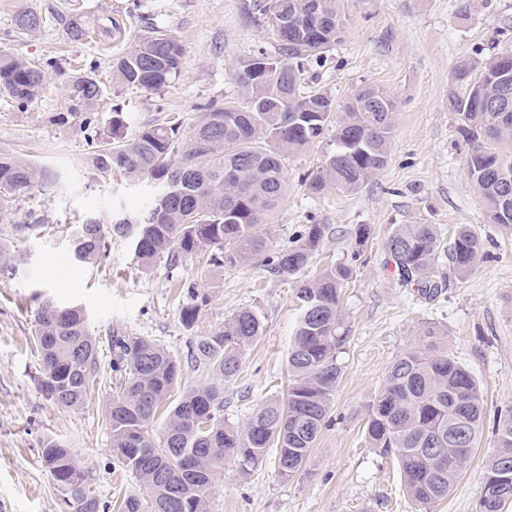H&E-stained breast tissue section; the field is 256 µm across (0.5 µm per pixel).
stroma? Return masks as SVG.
<instances>
[{"mask_svg":"<svg viewBox=\"0 0 512 512\" xmlns=\"http://www.w3.org/2000/svg\"><path fill=\"white\" fill-rule=\"evenodd\" d=\"M347 24L340 43L303 85L345 103L363 85L383 89L395 102L394 126L384 168L355 193L310 194L304 180L329 145L317 142L287 154L288 198L269 218V244L280 248L305 225L329 227L307 274L346 259L356 225L373 235L343 290L338 361L342 378L330 420L308 463L294 478L281 477L274 455L249 474L226 462L211 494V512H421L407 494L397 462L371 447L364 435L365 406L379 392L392 361L430 326L445 330V343L483 393L486 419L480 444L447 499L432 512H478L485 465L496 449L495 427L512 413V228L485 220L484 203L465 165L458 121L448 110V90L460 60L481 64L512 51V0H342ZM33 10L50 25L18 33L15 15ZM95 24L117 21L121 29L88 42L68 41L71 18ZM153 26L184 48L182 72L151 92L119 89L93 109L98 124L120 103L129 132L177 119L190 131L198 107L238 102L234 80L240 62L255 51L275 53L264 28L249 18L242 0H0V50L50 69L41 100L17 110L0 94V153L22 155L57 177L34 188L25 201L0 211V230L25 224L10 241L23 257L16 275L0 277V512H70L40 461L41 442H67L87 468L102 502L139 491L137 478L112 454L105 407L115 388L110 334L160 341L181 365V383L196 384L192 354L196 337L223 326L249 308L264 318L261 338L246 348L239 376L226 383L228 423L243 422L271 397H284L286 360L298 316L295 285L256 264L202 267L186 259L177 271L158 266L143 273L130 244L115 238L105 257L86 267L74 262L70 232L92 217L112 222L114 212L135 211L146 195L116 175L92 170L80 117L71 115L64 86L77 63L95 67L112 83V60L135 33ZM398 224L438 225L443 243L468 227L481 242L480 259L465 275L446 269L448 286L428 301L399 286L386 264L385 242ZM207 292L194 328L181 309L191 289ZM81 304L99 341L98 392L84 409L64 408L38 388L41 361L32 333L35 295Z\"/></svg>","mask_w":512,"mask_h":512,"instance_id":"1","label":"stroma"}]
</instances>
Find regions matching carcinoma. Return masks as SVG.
<instances>
[{
	"label": "carcinoma",
	"mask_w": 512,
	"mask_h": 512,
	"mask_svg": "<svg viewBox=\"0 0 512 512\" xmlns=\"http://www.w3.org/2000/svg\"><path fill=\"white\" fill-rule=\"evenodd\" d=\"M340 0H249L245 13L269 27L277 47L274 55L260 49L249 57L256 66L251 82L241 86L244 103L207 104L197 112L190 138L181 125L157 124L127 136V117L116 104L107 125L83 116L91 132L89 166L114 170L130 183L150 180L151 204L129 213L131 222L110 224L109 234L128 239L137 263L150 271L159 263L173 271L183 259L208 247L210 261L234 267L257 260L274 277L296 280L300 314L287 357V402L270 398L258 404L238 425L224 421V384L238 375L243 353L264 332L263 316L242 309L224 326L197 337L193 358L198 383L174 396L181 367L163 344L144 336H111L110 362L115 394L106 420L112 452L143 488L119 505V512H210L216 474L231 460L247 474L277 448L284 478L297 476L328 421L342 367L338 349L341 294L352 279L372 230L355 228L354 247L339 262L314 278L301 277L320 248L328 227L309 224L291 245L273 249L262 232L266 218L288 192L283 160L320 139L330 138L322 165L307 176L313 194L328 189L353 193L366 185L386 162L394 103L383 90L364 85L342 107L325 92L301 91L306 66L320 62L343 36L347 19ZM47 19L33 11L14 17L22 33L35 32ZM182 45L151 30L135 38L113 61V84L160 91L181 73ZM512 53L490 58L480 73L463 60L456 81L479 84L496 94L493 76L498 62ZM44 72L0 51V93L15 107L27 109L41 97ZM73 110L94 104L104 89L93 70L74 73L65 85ZM448 109L458 116V133L467 147L466 168L481 196L487 223L512 225L504 210L499 185L512 184V111L501 124L492 112L469 104L468 94L448 92ZM51 178L46 170L19 156L0 155V209L27 196ZM105 248L103 225L85 219L76 225L72 255L93 265ZM386 264L401 284L415 285L433 301L447 277L439 271L441 255L460 274L480 258L478 238L458 230L448 248L441 247L435 224H398L385 243ZM19 255L0 237V275L13 276ZM209 295L192 293L181 310L183 324L194 326ZM33 340L41 357V392L53 403L78 409L91 398L98 375V345L89 319L77 304L61 305L43 298L33 312ZM429 342L400 354L387 370L381 390L365 407V436L373 448L394 456L409 496L429 512L448 497L456 479L479 446L485 407L478 382L448 351L432 340L444 332L426 328ZM169 407L164 427L153 434L154 422ZM497 449L487 462L479 512H503L512 502V415L498 422ZM42 460L58 485L69 488L74 512L86 501L101 512L88 470L75 451L54 438L42 442Z\"/></svg>",
	"instance_id": "obj_1"
}]
</instances>
